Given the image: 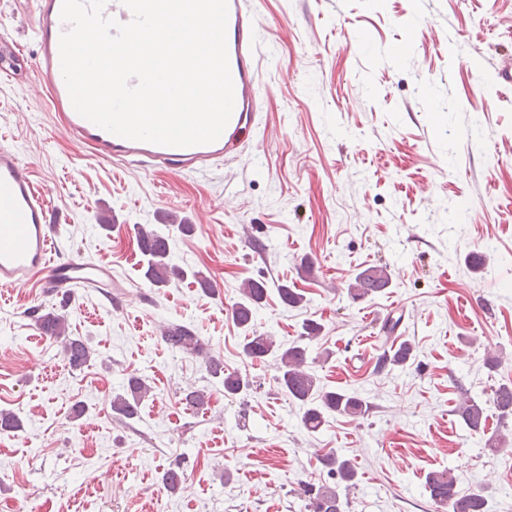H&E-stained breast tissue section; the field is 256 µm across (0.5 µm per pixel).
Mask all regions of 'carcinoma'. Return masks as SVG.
Returning a JSON list of instances; mask_svg holds the SVG:
<instances>
[{"instance_id":"1","label":"carcinoma","mask_w":512,"mask_h":512,"mask_svg":"<svg viewBox=\"0 0 512 512\" xmlns=\"http://www.w3.org/2000/svg\"><path fill=\"white\" fill-rule=\"evenodd\" d=\"M137 242L146 258L144 277L156 287H163L173 280H181L191 275L205 293L214 292V286L197 272H188L183 267L172 263L170 258L169 238L163 232L146 229L137 225ZM391 274L385 265H371L356 273L354 283L350 284L349 294L352 298H365L390 287ZM267 292L264 282L248 280L240 288V298L232 306V319L248 332L244 336L242 353L252 360L264 361L274 358L280 389L288 398L304 407L301 423L310 432H316L324 422V415L338 413L347 415H365L370 406L363 399L347 392L328 391L308 365L309 347L305 341L317 337L320 324L310 321L304 325V336L285 346L273 336L253 333V319L256 306L262 303ZM36 324L43 333L66 340L65 354L71 368L77 370L87 365L94 355L88 342L79 336L66 335L67 319L63 314L48 311L40 312V307L30 310ZM163 341L170 347L204 362L208 374L218 380L224 388V395L237 396L247 394L253 389V381L235 371L224 369V363L210 355L201 337L189 327L171 323L162 331ZM413 357L412 344L404 341L391 354L379 358L377 369L389 365H404ZM151 393V387L140 377L131 374L126 378L123 393L112 397V414L119 420H133L138 417V409ZM492 403L501 420L512 418V383H502L493 393ZM458 413L464 424L472 431H484L487 415L485 402L474 397L465 399L458 407ZM324 464L328 475L336 483H355L356 471L348 459L334 454L325 456ZM457 479L453 470L443 469L429 473L426 489L430 498L437 504L448 508V512H487L488 501L480 493H461L456 490ZM305 504L307 512H346L349 508L348 498L332 486H322L318 490L307 488Z\"/></svg>"}]
</instances>
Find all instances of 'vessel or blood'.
<instances>
[{
	"label": "vessel or blood",
	"mask_w": 512,
	"mask_h": 512,
	"mask_svg": "<svg viewBox=\"0 0 512 512\" xmlns=\"http://www.w3.org/2000/svg\"><path fill=\"white\" fill-rule=\"evenodd\" d=\"M33 4L38 82L60 111L70 135L94 157L194 171L223 160L242 145L243 134L255 122L258 87L260 20L249 0H228L227 50L235 100L231 120L215 142L192 147L130 140L81 116L71 102L60 64L59 39L68 28L61 19L62 0H33ZM54 229L51 208L29 166L13 147L0 144V287L25 285L36 277L49 291L111 287V276L94 264L79 258L63 262L52 259Z\"/></svg>",
	"instance_id": "obj_1"
}]
</instances>
